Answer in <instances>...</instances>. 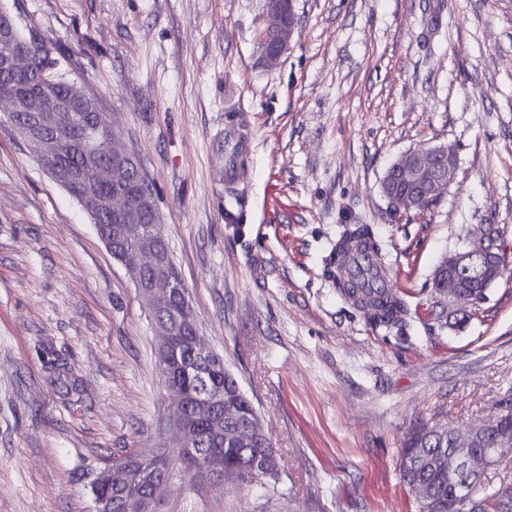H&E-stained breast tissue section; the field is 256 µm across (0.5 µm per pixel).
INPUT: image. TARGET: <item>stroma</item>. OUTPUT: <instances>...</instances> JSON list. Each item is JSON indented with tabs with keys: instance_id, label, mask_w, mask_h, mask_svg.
Segmentation results:
<instances>
[{
	"instance_id": "35a3bbf8",
	"label": "stroma",
	"mask_w": 512,
	"mask_h": 512,
	"mask_svg": "<svg viewBox=\"0 0 512 512\" xmlns=\"http://www.w3.org/2000/svg\"><path fill=\"white\" fill-rule=\"evenodd\" d=\"M54 78L113 113L138 154L207 343L281 456L278 483L198 489L159 512H415L399 448L419 422L476 424L512 394V272L466 327L429 282L468 239L512 249V0H293L276 65L264 0H0ZM248 132L242 179L224 164ZM448 144L440 204L392 213L388 168ZM348 224L370 225L413 315L372 328L336 288ZM67 363L77 393L48 380ZM174 401L124 267L75 198L0 122V512H89L115 458L171 445Z\"/></svg>"
}]
</instances>
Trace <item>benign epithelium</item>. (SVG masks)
Returning a JSON list of instances; mask_svg holds the SVG:
<instances>
[{"label":"benign epithelium","instance_id":"obj_1","mask_svg":"<svg viewBox=\"0 0 512 512\" xmlns=\"http://www.w3.org/2000/svg\"><path fill=\"white\" fill-rule=\"evenodd\" d=\"M290 0H266L271 20L266 31L271 47L264 52L269 63H275L288 48L294 22L289 19ZM30 48L24 46L0 62V108L7 118L23 112L25 117L16 124L17 133L30 142L37 151L42 167L64 182L68 192L90 213L95 223L105 219L114 221L109 241L112 255L120 261L134 283L140 299L152 317L161 355L160 367L175 399L173 421L174 445L183 462V475L189 482L203 481L209 485L226 487L234 484L224 474V448L202 447V438L196 423L187 414L189 406L207 414L212 434L222 443L246 444L241 430L236 427L240 418L238 408L224 403V392H200L188 386L185 377L194 372L204 377L205 372L191 363L184 353L193 356H216L207 344L197 323L192 319L193 303L189 300L183 282L175 279L166 264L161 241L154 233H142L135 248L126 247L136 225L152 206L144 189L131 190L121 186V174L133 163L130 150L120 146V132L116 122H101L94 102L77 86L69 85V94L62 98L35 93H16L12 76L27 68ZM79 110L89 114V151L86 157L92 167L94 188H88L63 161L58 130L64 114ZM455 151L446 144L417 149L401 155L388 169L382 189L395 213L418 212L425 201L439 198L456 176ZM509 261L501 252L490 248L486 235L470 239L465 248L445 259L436 268L431 281L433 296L447 319H456L476 309V292L463 284L466 279L483 282L489 288L503 275ZM454 451L448 454V475L464 474L480 478L490 467L512 454V432L492 430L481 434L476 426L450 428ZM489 438V448L476 450L482 438ZM147 463L108 466L97 477L95 484L102 487L120 485L138 472L147 483L146 492L120 501L100 499L95 512H156L158 494L172 483L167 465L170 453L156 448L144 455ZM473 498L470 487L462 485L455 494L456 512H471Z\"/></svg>","mask_w":512,"mask_h":512}]
</instances>
